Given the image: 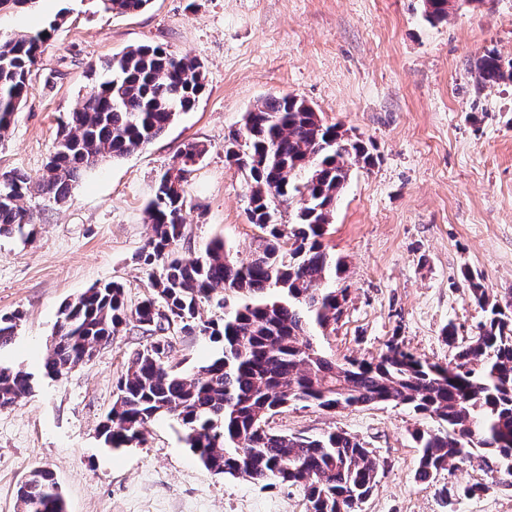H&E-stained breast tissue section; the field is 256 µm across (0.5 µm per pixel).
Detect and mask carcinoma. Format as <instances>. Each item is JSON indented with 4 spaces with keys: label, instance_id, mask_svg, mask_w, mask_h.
Masks as SVG:
<instances>
[{
    "label": "carcinoma",
    "instance_id": "cac0c4a2",
    "mask_svg": "<svg viewBox=\"0 0 512 512\" xmlns=\"http://www.w3.org/2000/svg\"><path fill=\"white\" fill-rule=\"evenodd\" d=\"M106 12L133 14L151 0H96ZM450 0H423V19L448 20ZM56 22L34 34L0 38V143L18 99H27L32 68ZM104 74L80 108L62 121L54 150L37 180L22 172L0 175V235L24 233L32 214L23 201L37 191L55 204L67 201L84 172L107 158H122L166 132L205 90L204 66L161 45L129 47L102 66ZM481 84L512 79V63L487 51L477 63ZM341 126L324 122L305 100L269 96L245 112L242 127L224 139V154L246 176L249 223L261 231L252 258L239 264L224 241L208 243L185 260L187 162L204 154L191 142L157 181L146 208L152 235L139 260L149 268L152 293L133 308L119 283L93 287L61 305L55 339L43 370L59 377L83 361L85 350L106 345L123 325L148 335L133 353L101 428L109 448L142 441L158 417L177 420L183 441L208 470L265 485L300 486L308 512H360L377 486L379 464L357 438L343 431L321 436L275 433L270 418L298 402L326 411L360 405H406L446 426L416 435L415 480L438 473L478 450L486 469L512 466V304L489 302L480 277L464 271L472 300L485 313L473 340L456 346L453 362L467 372L448 381V366L430 363L395 339L372 360L338 363L313 346L312 332L337 321L348 288L336 287L343 258L326 243L336 200L351 168L378 161L358 137L336 140ZM296 206L295 221H279V206ZM207 303L223 314L202 319ZM20 313L0 315V347L14 336ZM173 330L205 336L220 346L209 361L184 371L170 365ZM32 388L31 374L0 366V409ZM17 498L23 512H66L53 472L33 471Z\"/></svg>",
    "mask_w": 512,
    "mask_h": 512
}]
</instances>
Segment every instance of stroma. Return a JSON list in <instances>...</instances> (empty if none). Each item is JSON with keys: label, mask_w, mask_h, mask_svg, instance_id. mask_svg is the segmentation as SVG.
I'll return each instance as SVG.
<instances>
[{"label": "stroma", "mask_w": 512, "mask_h": 512, "mask_svg": "<svg viewBox=\"0 0 512 512\" xmlns=\"http://www.w3.org/2000/svg\"><path fill=\"white\" fill-rule=\"evenodd\" d=\"M421 0H152L135 14L95 0H36L0 11V35L57 28L33 69L28 98L0 143V173L39 177L67 112L91 88L89 70L122 50L155 43L205 65L206 88L159 138L108 159L75 183L68 201L26 198L29 238L0 235V314L22 312L0 348V365L33 376L31 391L0 410V512H21L17 490L50 469L66 512H307L302 488L266 486L205 469L167 417L144 440L109 449L101 424L131 354L147 340L121 328L92 359L44 376L60 306L95 285H123L128 306L150 293L136 255L151 235L144 207L185 144L204 145L187 183L189 258L222 239L248 262L260 231L246 214L244 176L224 158V138L271 95L306 100L330 123L374 145L370 169L352 168L328 244L344 258L342 317L317 345L338 361L369 359L391 338L445 364L455 349L442 330L470 341L483 317L463 270L479 273L493 300L512 296V81L475 88L489 50L512 62V0H453L431 25ZM171 364L191 369L217 344L174 335ZM438 422L403 405L333 412L298 403L276 415V432L343 431L379 463L363 512H512V475L479 458L456 462L434 482L414 479L413 436Z\"/></svg>", "instance_id": "1"}]
</instances>
